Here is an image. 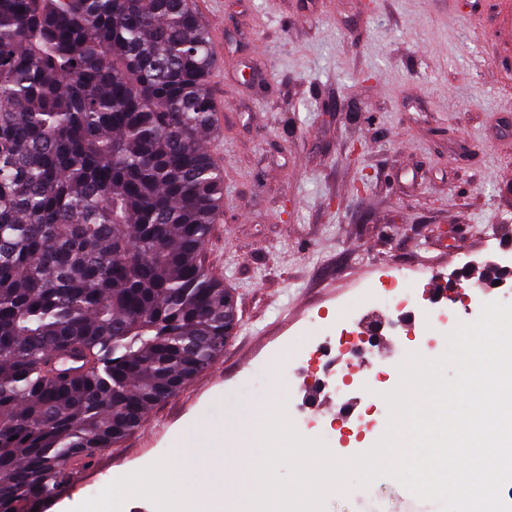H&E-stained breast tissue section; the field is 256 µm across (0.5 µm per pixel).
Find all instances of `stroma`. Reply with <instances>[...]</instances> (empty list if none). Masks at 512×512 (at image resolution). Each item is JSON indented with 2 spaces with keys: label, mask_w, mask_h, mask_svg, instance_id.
I'll use <instances>...</instances> for the list:
<instances>
[{
  "label": "stroma",
  "mask_w": 512,
  "mask_h": 512,
  "mask_svg": "<svg viewBox=\"0 0 512 512\" xmlns=\"http://www.w3.org/2000/svg\"><path fill=\"white\" fill-rule=\"evenodd\" d=\"M215 40L223 104L208 138L224 206L203 260L232 290L238 326L223 352L101 451L71 512L118 477L175 457L245 400L286 388L297 433L347 445L366 408L376 439L410 353L440 357L484 303H512V278L479 280L512 247V19L498 0H192ZM502 248H495V241ZM403 274L399 303L387 275ZM380 318L362 356L382 386L317 359L336 332ZM325 512H440L390 476Z\"/></svg>",
  "instance_id": "obj_1"
}]
</instances>
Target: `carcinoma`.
Instances as JSON below:
<instances>
[{
  "label": "carcinoma",
  "instance_id": "1",
  "mask_svg": "<svg viewBox=\"0 0 512 512\" xmlns=\"http://www.w3.org/2000/svg\"><path fill=\"white\" fill-rule=\"evenodd\" d=\"M192 0H0V512H40L224 350Z\"/></svg>",
  "mask_w": 512,
  "mask_h": 512
}]
</instances>
